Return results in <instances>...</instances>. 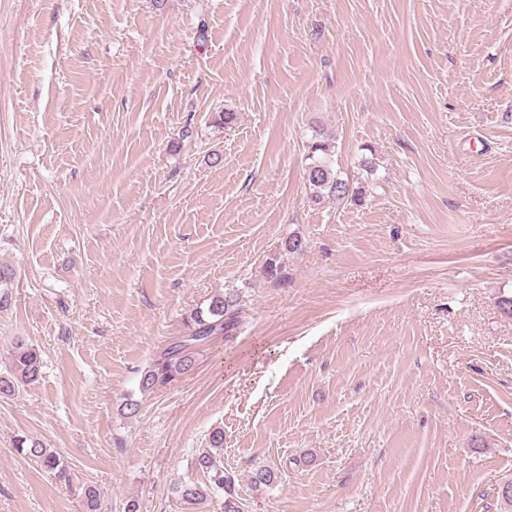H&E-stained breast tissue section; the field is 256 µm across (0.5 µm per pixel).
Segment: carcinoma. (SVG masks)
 Listing matches in <instances>:
<instances>
[{
  "label": "carcinoma",
  "mask_w": 512,
  "mask_h": 512,
  "mask_svg": "<svg viewBox=\"0 0 512 512\" xmlns=\"http://www.w3.org/2000/svg\"><path fill=\"white\" fill-rule=\"evenodd\" d=\"M333 146L324 140H315L310 146L309 163L306 166V181L312 199L333 197L359 202L363 198L362 188H352L334 168ZM13 270L0 265V312L11 308ZM244 310L240 308V297L235 293H218L209 299L206 308H199L184 318L185 335L170 343L152 362L142 378V388L151 389L171 383L188 373L194 366V350L231 332L238 325ZM42 369V359L34 346L20 343L11 353L8 368L0 372V399H9L19 393L20 388L36 382ZM15 450L22 456L36 461L44 469L66 484L73 482L71 467L61 456L33 437L14 440ZM197 465L207 475L208 484L189 479L181 482L176 491L190 504H200L222 498L221 512H242L241 502L235 496V480L224 472V465L212 453L205 451L197 459ZM282 480L277 468L261 467L252 473L254 488L271 487ZM85 512H104L103 500L98 488L91 484L82 486ZM498 512H512V474L502 478L497 487Z\"/></svg>",
  "instance_id": "obj_1"
}]
</instances>
